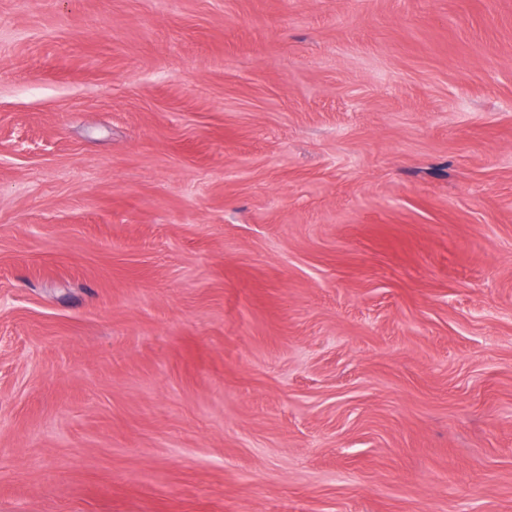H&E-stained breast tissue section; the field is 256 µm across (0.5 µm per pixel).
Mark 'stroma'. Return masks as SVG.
Instances as JSON below:
<instances>
[{
  "label": "stroma",
  "mask_w": 512,
  "mask_h": 512,
  "mask_svg": "<svg viewBox=\"0 0 512 512\" xmlns=\"http://www.w3.org/2000/svg\"><path fill=\"white\" fill-rule=\"evenodd\" d=\"M0 512H512V0H0Z\"/></svg>",
  "instance_id": "obj_1"
}]
</instances>
